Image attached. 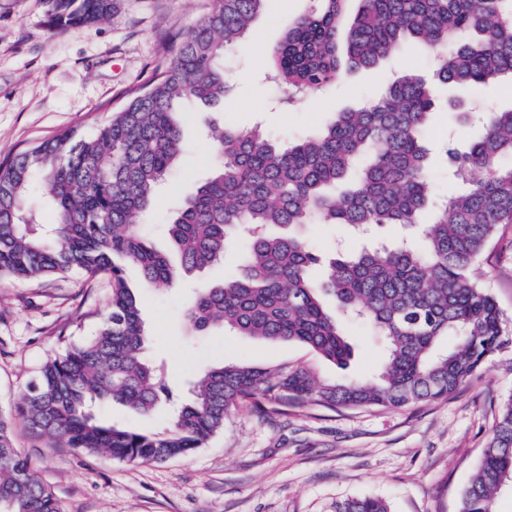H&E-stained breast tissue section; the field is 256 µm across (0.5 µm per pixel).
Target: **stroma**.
<instances>
[{
    "mask_svg": "<svg viewBox=\"0 0 512 512\" xmlns=\"http://www.w3.org/2000/svg\"><path fill=\"white\" fill-rule=\"evenodd\" d=\"M213 0H118L111 21L67 33L50 23L48 0H0V164L67 129L89 136L123 107L132 89L145 85L184 36L213 8ZM310 0H265L245 45L225 59L234 83L223 106L186 107L184 160L194 174L172 172L159 187L139 229L166 248L164 223L174 201L192 191L213 166L214 153L201 136L204 116L240 129L260 130L280 147L320 129L334 113L378 97L388 82L412 70L431 77L435 63L408 46L375 70L344 74L333 87L308 94L297 107L281 103L282 89L266 79L265 57L254 50L277 44ZM475 136L458 113L440 104L427 145L438 158L433 193L455 191L440 139ZM306 234L323 252H357L407 235L397 226L358 233L342 224H312ZM229 250L223 265L173 287L143 283L136 268L127 280L144 299L145 354L164 362L172 383L218 362L308 363L324 377L338 368L297 343H258L231 331L190 334L181 315L190 289L222 279L238 259ZM504 311L503 349L448 399L404 409L294 410L268 419L248 403L234 406L222 431L186 458L131 464L104 453H85L34 436L16 421L15 445L37 478L56 496L62 512H331L346 498L378 496L391 512H459L460 492L512 394V227H502L490 258L473 270ZM111 282L72 269L19 280L0 275V411H10L48 358L90 339L108 310ZM355 356L347 376L366 379L381 366L384 345L366 325L344 324Z\"/></svg>",
    "mask_w": 512,
    "mask_h": 512,
    "instance_id": "stroma-1",
    "label": "stroma"
}]
</instances>
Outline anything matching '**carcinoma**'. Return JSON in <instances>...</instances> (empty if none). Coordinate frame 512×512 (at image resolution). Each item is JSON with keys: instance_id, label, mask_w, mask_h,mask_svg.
<instances>
[{"instance_id": "carcinoma-1", "label": "carcinoma", "mask_w": 512, "mask_h": 512, "mask_svg": "<svg viewBox=\"0 0 512 512\" xmlns=\"http://www.w3.org/2000/svg\"><path fill=\"white\" fill-rule=\"evenodd\" d=\"M265 0H215L179 41L153 80L91 137L73 129L0 167V275L34 279L72 268L112 280L110 311L95 336L42 367L19 403L0 414V512H61L54 494L14 447L12 422L88 453L129 463L188 457L224 428L236 403L265 417L292 409L405 408L448 398L503 347V313L472 278L499 229L512 224V108L491 110L477 138L446 145L458 190L433 198L425 146L434 82L477 94L512 81V0H310L268 52L269 74L293 103L336 84L345 71L371 70L413 41L437 61L434 80L412 71L379 98L337 112L286 148L254 128L209 124L212 175L171 215L165 233L176 260L135 224L184 153L180 106L224 101V56L238 46ZM116 0H49L59 31L101 24ZM41 175L55 212L43 222L28 199ZM348 224L355 231L425 225L423 243L381 244L320 256L303 229ZM247 236L240 275L197 289L183 306L195 333L230 329L261 342H294L341 368L352 357L324 298L382 337L379 372L357 381L323 379L306 365L212 364L193 375L189 397L144 355L141 298L126 269L171 286L224 262L236 233ZM454 343L442 349L443 339ZM97 403L132 414L168 407L167 422L141 431L96 414ZM512 483V396L502 405L476 471L461 492L462 512H495ZM333 512H390L377 497L338 501Z\"/></svg>"}]
</instances>
